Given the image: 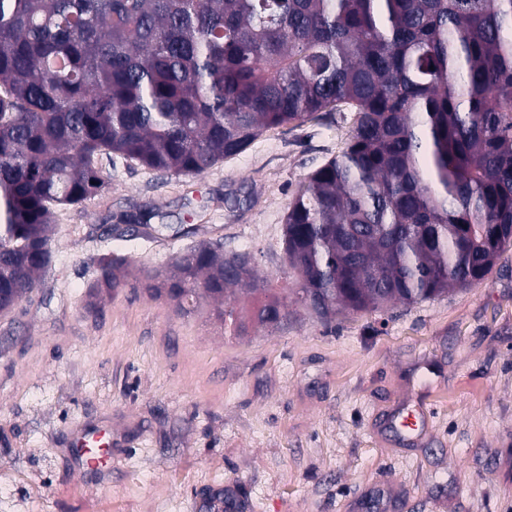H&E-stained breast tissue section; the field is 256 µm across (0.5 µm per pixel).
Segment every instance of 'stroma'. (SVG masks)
Returning <instances> with one entry per match:
<instances>
[{"label":"stroma","mask_w":512,"mask_h":512,"mask_svg":"<svg viewBox=\"0 0 512 512\" xmlns=\"http://www.w3.org/2000/svg\"><path fill=\"white\" fill-rule=\"evenodd\" d=\"M350 131L346 112L273 128L197 178L106 160L102 192L55 209L41 287L0 314V512H512V249L433 300L329 322L292 305L240 338L209 300L89 296L105 253L136 278L216 241L297 287L288 206ZM421 401L437 415L412 440L393 416ZM83 427L111 428V471L78 470Z\"/></svg>","instance_id":"obj_1"}]
</instances>
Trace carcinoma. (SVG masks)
Segmentation results:
<instances>
[{
	"label": "carcinoma",
	"instance_id": "obj_1",
	"mask_svg": "<svg viewBox=\"0 0 512 512\" xmlns=\"http://www.w3.org/2000/svg\"><path fill=\"white\" fill-rule=\"evenodd\" d=\"M347 106L346 148L285 216L294 296L201 244L146 290L224 327L288 303L329 321L485 280L512 247V0H0V313L52 259L53 210L105 186L103 156L199 177L265 131ZM98 261L91 295L125 286Z\"/></svg>",
	"mask_w": 512,
	"mask_h": 512
}]
</instances>
